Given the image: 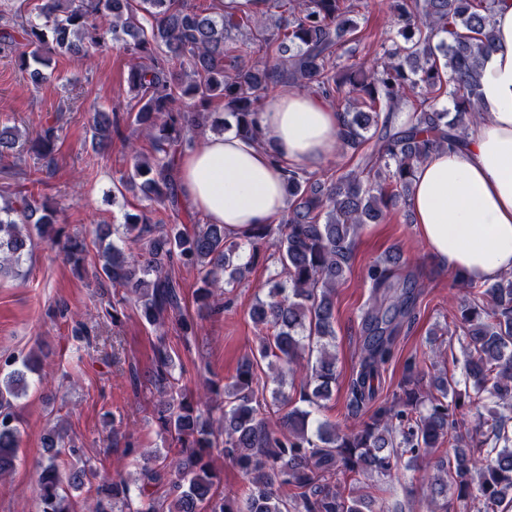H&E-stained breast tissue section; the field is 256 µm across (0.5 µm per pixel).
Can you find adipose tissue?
Segmentation results:
<instances>
[{
	"instance_id": "adipose-tissue-1",
	"label": "adipose tissue",
	"mask_w": 512,
	"mask_h": 512,
	"mask_svg": "<svg viewBox=\"0 0 512 512\" xmlns=\"http://www.w3.org/2000/svg\"><path fill=\"white\" fill-rule=\"evenodd\" d=\"M479 83L485 122L465 149L434 152L419 166L411 211L441 267L491 282L512 270V0H500L496 9ZM341 125L330 101L277 91L260 114L261 140L229 132L181 154L182 195L231 234L273 223L287 208L285 168L319 170Z\"/></svg>"
}]
</instances>
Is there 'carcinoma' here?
<instances>
[{
  "instance_id": "cac0c4a2",
  "label": "carcinoma",
  "mask_w": 512,
  "mask_h": 512,
  "mask_svg": "<svg viewBox=\"0 0 512 512\" xmlns=\"http://www.w3.org/2000/svg\"><path fill=\"white\" fill-rule=\"evenodd\" d=\"M259 14L214 12L190 0H41L25 13L0 3V52L15 54L39 82L53 55L88 58L111 42L130 55L126 107L96 110L93 146L121 140L133 166L112 193L139 191L143 208L122 224H98L101 285L125 290L107 315L119 321L131 304L154 327L152 383L169 398L157 422L174 447L159 458L128 441L123 456L141 463V483L124 479L97 486L92 512H385L366 480L388 479L401 462L432 465V499L456 495L466 512H501L512 503V273L493 282L455 276L464 295L452 323L466 346L464 389L446 372L424 390L408 377L400 392L373 409L358 428L318 421L336 384V287L350 269L357 235L392 209L410 205L418 166L430 153L459 148L485 120L479 107L478 66L492 40L498 0H390L396 34L375 55L360 54L359 16L368 0H264ZM20 31L24 42L16 40ZM298 88L343 106L339 144L360 156L340 175L316 178L288 170V209L277 224L233 237L222 224H202L179 194L175 158L206 132L219 104L240 137L253 138L269 88ZM443 97L452 108L439 106ZM148 140L151 153L142 152ZM57 127L31 139L46 164L57 152ZM14 130L0 128V159L14 154ZM43 169L28 174L44 184ZM30 186L0 204V280L26 276L25 255L38 240L63 241V260L79 269L86 238L64 235L57 224L63 201H39ZM162 211L166 218L155 220ZM271 240L281 271L268 280L250 318L259 341L238 364L233 381L204 378L195 396L174 390L175 359L165 331L176 324L184 342L197 327L184 312L176 265L197 272L198 313L224 309L227 288L245 279L251 262L239 251ZM398 252L367 269L370 298L362 310V351L350 380L358 406L375 399V380L394 357L395 339L415 318L413 284L401 277ZM35 357L0 361V475L17 466L21 439L16 401ZM300 374V382L288 376ZM299 385L296 395L285 391ZM492 403L490 419L469 426L458 418L476 401ZM453 455H436L443 444ZM38 473L40 512H74L71 491L86 468L61 472L62 456L77 446L55 426L43 436ZM229 458L244 485L220 490L214 454ZM166 488L156 496L155 489Z\"/></svg>"
}]
</instances>
